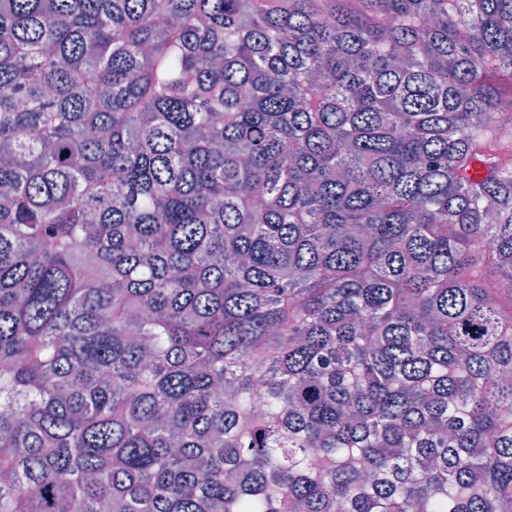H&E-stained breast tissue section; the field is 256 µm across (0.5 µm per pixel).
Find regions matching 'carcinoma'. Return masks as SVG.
Listing matches in <instances>:
<instances>
[{
	"label": "carcinoma",
	"instance_id": "obj_1",
	"mask_svg": "<svg viewBox=\"0 0 512 512\" xmlns=\"http://www.w3.org/2000/svg\"><path fill=\"white\" fill-rule=\"evenodd\" d=\"M512 0H0V512H512Z\"/></svg>",
	"mask_w": 512,
	"mask_h": 512
}]
</instances>
